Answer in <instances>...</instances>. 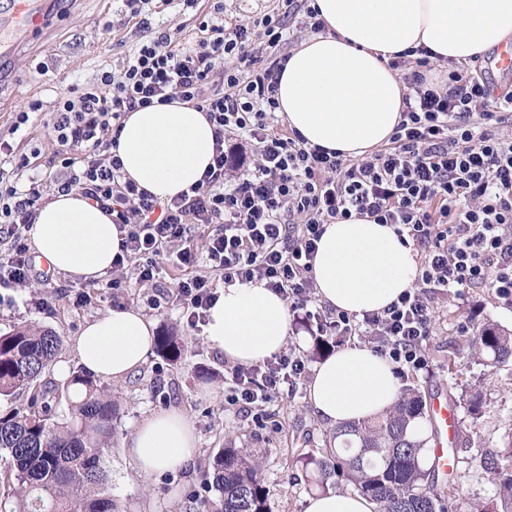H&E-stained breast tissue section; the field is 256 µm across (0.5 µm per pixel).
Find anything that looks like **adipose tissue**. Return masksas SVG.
<instances>
[{
    "label": "adipose tissue",
    "mask_w": 512,
    "mask_h": 512,
    "mask_svg": "<svg viewBox=\"0 0 512 512\" xmlns=\"http://www.w3.org/2000/svg\"><path fill=\"white\" fill-rule=\"evenodd\" d=\"M326 31L304 38L288 59L278 91L289 128L308 143L361 157L388 143L407 88L390 55L423 47L432 61L465 63L512 41V0H312ZM127 178L168 200L197 183L212 161L214 127L185 103L129 113L116 138ZM29 236L50 270L98 280L120 250L111 215L79 193L55 195ZM416 254L393 227L363 218L326 225L313 260L318 296L360 315L385 308L417 275ZM288 307L260 284L223 289L208 311L204 338L228 360L251 364L288 343ZM154 325L141 311L120 308L87 323L74 341L86 373L114 382L143 366ZM400 385L393 365L352 343L325 357L309 385V403L327 425L362 422L388 411ZM145 475L185 467L197 455L195 428L184 413L145 417L125 442ZM304 512H376L373 501L348 491L316 493Z\"/></svg>",
    "instance_id": "obj_1"
}]
</instances>
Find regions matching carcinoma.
Wrapping results in <instances>:
<instances>
[{"label":"carcinoma","mask_w":512,"mask_h":512,"mask_svg":"<svg viewBox=\"0 0 512 512\" xmlns=\"http://www.w3.org/2000/svg\"><path fill=\"white\" fill-rule=\"evenodd\" d=\"M62 344L53 331L26 324L0 334V400L29 393L27 407L0 412V460L8 463L0 512H126L112 498L106 466L117 414L112 392L90 374L74 373L64 393L80 398L62 419L55 405L59 387L43 380ZM470 344L491 364L512 357V333L494 324L477 328ZM156 348L171 365L182 358L180 338L169 331L157 337ZM425 410L421 392L408 388L381 417L336 428L307 464L324 481L334 476L352 485L377 512H451V498L429 485L436 470L424 467L427 439L413 430ZM210 466L220 512H267L262 465L251 451L228 445ZM482 467L499 486L501 512H512V471L493 457Z\"/></svg>","instance_id":"carcinoma-1"}]
</instances>
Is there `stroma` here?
I'll return each instance as SVG.
<instances>
[{
    "label": "stroma",
    "mask_w": 512,
    "mask_h": 512,
    "mask_svg": "<svg viewBox=\"0 0 512 512\" xmlns=\"http://www.w3.org/2000/svg\"><path fill=\"white\" fill-rule=\"evenodd\" d=\"M212 0H196L193 9L167 7L154 18L172 39L191 41L198 22L209 15ZM281 16L289 32H298L299 17L290 13L285 0H224L226 21L250 22L264 14ZM136 20L123 0H85L81 12H62L55 26L50 50L19 57L18 88L10 109L0 112V138L19 152L39 149L35 162L48 167L60 146L46 125L55 89L84 84L103 69L119 71L136 43ZM39 100L43 109L31 113L21 130H14L17 112ZM22 288L8 289L9 303L0 305V331L29 323L52 329L64 341L59 353L69 359V345L92 319L116 308H134L155 323L156 332L175 331L184 345L179 366H171L157 354L128 379L111 384L118 405L112 452L106 464L113 498L123 501L128 512H218L220 502L211 488L208 461L227 442L254 451L263 464L268 512H304L305 499L320 489L337 490L336 481L318 483L312 470L299 459L322 448L331 428L313 412L308 401L309 378H302L295 395L279 399L267 417L255 420L224 405V357L191 330L175 303L146 308L136 288L93 291L90 303L78 301L80 286L71 278L50 272L47 264ZM51 295L47 309H35L34 298ZM291 330L299 336L297 353L308 369L336 352V339L315 333V321L303 312L291 314ZM434 329L427 340L428 374L401 379V386L418 388L425 399L444 393L456 408L459 438L452 452L460 479L455 487L456 512H494L497 485L481 467L484 456H495L501 467L512 466V358L485 364L469 345L476 327L483 323L512 330V303L487 288H466L456 295H442L434 302ZM481 399L469 412L473 393ZM181 410L193 423L198 454L188 466L145 476L137 472L124 449V441L147 415L160 409Z\"/></svg>",
    "instance_id": "stroma-1"
}]
</instances>
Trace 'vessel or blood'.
<instances>
[{
  "instance_id": "1",
  "label": "vessel or blood",
  "mask_w": 512,
  "mask_h": 512,
  "mask_svg": "<svg viewBox=\"0 0 512 512\" xmlns=\"http://www.w3.org/2000/svg\"><path fill=\"white\" fill-rule=\"evenodd\" d=\"M58 18L55 0H0V89L13 82V61L28 50L44 48ZM430 411L435 422L434 466L438 474L448 475L449 450L453 447L458 422L453 406L434 399Z\"/></svg>"
}]
</instances>
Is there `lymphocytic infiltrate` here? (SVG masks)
<instances>
[{"label":"lymphocytic infiltrate","instance_id":"lymphocytic-infiltrate-1","mask_svg":"<svg viewBox=\"0 0 512 512\" xmlns=\"http://www.w3.org/2000/svg\"><path fill=\"white\" fill-rule=\"evenodd\" d=\"M149 0H125L140 39L121 72L103 71L57 95L47 126L61 149L49 171L0 142V288H19L36 275L27 232L46 188L75 191L109 213L121 253L98 280L116 290L135 283L160 307L164 265L192 268L175 300L198 329L218 299V284L260 283L307 309L315 282L312 261L325 225L354 217L391 225L417 253L412 288L380 311L356 317L336 311L317 318L319 332L361 336L402 374L428 372L426 341L438 295L486 287L512 302V94L494 96L484 77L449 63L444 80L430 76L428 56L394 55L392 68L408 88L387 146L351 159L309 145L274 127L276 97L287 55L258 63L255 40L274 48L284 25L272 16L224 25V0L196 27L193 46L155 31ZM193 104L214 126L213 163L202 179L161 201L124 178L112 155V133L127 113L156 103ZM195 224L215 225L203 251ZM205 258L208 273L195 272ZM304 358L285 349L251 365H225L224 403L260 417L306 373Z\"/></svg>","mask_w":512,"mask_h":512}]
</instances>
